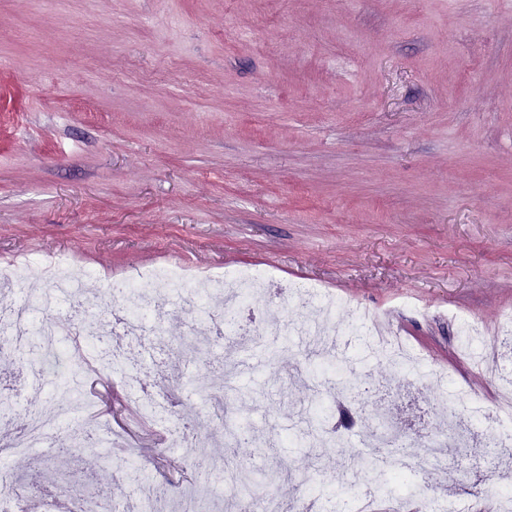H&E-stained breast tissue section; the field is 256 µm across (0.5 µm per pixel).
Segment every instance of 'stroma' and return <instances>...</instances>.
<instances>
[{
  "instance_id": "1",
  "label": "stroma",
  "mask_w": 512,
  "mask_h": 512,
  "mask_svg": "<svg viewBox=\"0 0 512 512\" xmlns=\"http://www.w3.org/2000/svg\"><path fill=\"white\" fill-rule=\"evenodd\" d=\"M68 255L89 270L43 321L72 320L107 346L124 302L113 278L176 263L216 274L256 268L274 290L253 301L299 322L289 283H319L373 309L423 358L405 374L341 351L344 379L368 390L365 412L331 448L283 436L335 385L296 381V336L279 363L216 340L179 290L157 312L165 334L130 341L143 363L100 404L82 445L68 430L26 455L0 450L25 512H78L82 491L123 500L135 443L139 480L188 482L170 425L196 456L244 471L289 470L284 503L317 479L338 497L366 495L359 464L369 429L388 420L423 435L441 426L447 386L491 402L496 385L471 365L449 311L494 332L512 311V0H0V260ZM146 391L157 420L139 425L128 390ZM232 418L278 430L263 445L218 441L203 392ZM69 395L49 375L14 401L0 434L30 408ZM448 468L411 483L483 512L512 454L450 449Z\"/></svg>"
}]
</instances>
